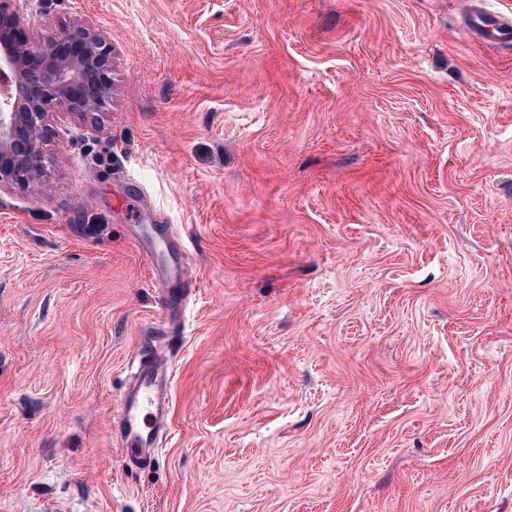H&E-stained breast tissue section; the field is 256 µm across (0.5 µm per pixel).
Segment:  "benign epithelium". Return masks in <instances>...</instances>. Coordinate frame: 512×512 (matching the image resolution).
<instances>
[{
    "label": "benign epithelium",
    "mask_w": 512,
    "mask_h": 512,
    "mask_svg": "<svg viewBox=\"0 0 512 512\" xmlns=\"http://www.w3.org/2000/svg\"><path fill=\"white\" fill-rule=\"evenodd\" d=\"M19 0H0V191H25L45 179L58 114L98 119L112 104V43L76 18L40 40Z\"/></svg>",
    "instance_id": "1"
}]
</instances>
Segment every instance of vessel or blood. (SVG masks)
Instances as JSON below:
<instances>
[{
    "mask_svg": "<svg viewBox=\"0 0 512 512\" xmlns=\"http://www.w3.org/2000/svg\"><path fill=\"white\" fill-rule=\"evenodd\" d=\"M470 31L494 44L512 43V20L504 14L477 6L467 19ZM136 240L146 254L152 255L155 246H162V259H153L151 270L158 283L169 279L183 280L184 285L162 295L163 321L173 324L176 313L196 291L197 284L187 277L185 245L172 234L166 222L155 224L150 234H137ZM170 411L167 381L159 360L143 356L134 360L131 376L121 400L112 415L119 443L128 464H151L161 445V433Z\"/></svg>",
    "mask_w": 512,
    "mask_h": 512,
    "instance_id": "vessel-or-blood-1",
    "label": "vessel or blood"
}]
</instances>
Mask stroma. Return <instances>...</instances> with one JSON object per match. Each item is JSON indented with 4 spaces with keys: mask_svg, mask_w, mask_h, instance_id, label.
I'll return each mask as SVG.
<instances>
[{
    "mask_svg": "<svg viewBox=\"0 0 512 512\" xmlns=\"http://www.w3.org/2000/svg\"><path fill=\"white\" fill-rule=\"evenodd\" d=\"M462 0H52L112 42L0 192V512H512V44ZM153 200L198 291L166 329ZM174 352L127 468V366ZM476 6L467 19L470 31L494 44L512 43V20L504 14L487 10L480 6L482 1H473Z\"/></svg>",
    "mask_w": 512,
    "mask_h": 512,
    "instance_id": "35a3bbf8",
    "label": "stroma"
}]
</instances>
